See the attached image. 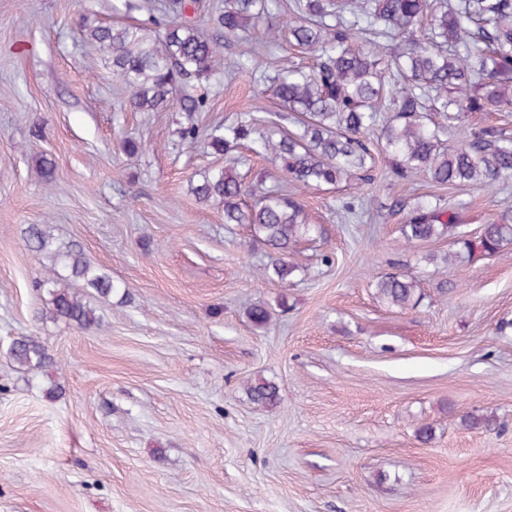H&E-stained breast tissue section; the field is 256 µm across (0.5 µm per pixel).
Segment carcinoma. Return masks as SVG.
Instances as JSON below:
<instances>
[{
  "label": "carcinoma",
  "mask_w": 512,
  "mask_h": 512,
  "mask_svg": "<svg viewBox=\"0 0 512 512\" xmlns=\"http://www.w3.org/2000/svg\"><path fill=\"white\" fill-rule=\"evenodd\" d=\"M126 10L147 12L133 25L106 26L82 19L83 39L111 61L129 90L137 112H164L170 102L182 111L204 112L209 98L203 81L219 82L224 41L238 36L280 7L277 0H224V10L209 16L217 35L209 38L187 17L199 0H169L151 7L125 0ZM284 29L301 49L317 55L306 68L284 62L265 77L266 91L280 107L263 120L250 112L213 127L206 145L228 155L242 141L281 168L288 185L274 184L252 203L250 186L230 167L204 176L192 187L201 202L224 208V223L246 224L249 246L276 250L273 275L288 282L297 270L293 247L313 237L299 191L321 184L336 186L360 174L368 181L372 158L366 135L378 142L391 163L392 177H420L441 186H496L512 179V135L497 127H474L457 141L448 137L465 112L512 109V0H289ZM390 35L404 47L386 58L366 50L365 42ZM439 112L448 125L430 124ZM461 212L445 203L416 205L404 224L408 243L451 238L470 254H499L512 248V218L483 226L473 241L460 238ZM38 251L50 249V234L28 229ZM71 277L101 296L112 293V280L78 253L57 254ZM48 308L56 319L84 329L101 326L96 310L81 293L54 276L42 279ZM414 276L389 273L376 284L377 297L390 306L413 308ZM11 363L25 373H44L53 358L36 336L15 339ZM251 400L262 406L279 400L278 386L266 380L250 384Z\"/></svg>",
  "instance_id": "1"
}]
</instances>
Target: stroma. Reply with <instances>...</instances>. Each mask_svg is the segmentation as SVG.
<instances>
[{"instance_id":"35a3bbf8","label":"stroma","mask_w":512,"mask_h":512,"mask_svg":"<svg viewBox=\"0 0 512 512\" xmlns=\"http://www.w3.org/2000/svg\"><path fill=\"white\" fill-rule=\"evenodd\" d=\"M115 2L0 0V512H512V250L402 235L407 208L439 199L476 238L512 211V180L394 182L380 157L371 183L308 188L318 233L280 284L248 226L190 190L223 156L181 141L178 106L133 111L82 39L80 16L142 19ZM263 30L225 43V60L252 53L253 70L211 86L200 129L275 112L259 77L295 50ZM34 224L118 284L83 292L100 329L50 314L36 283L54 253L30 247ZM397 270L416 277V307L376 297ZM21 336L46 345L47 375L10 366ZM261 379L278 404L250 399ZM467 413L495 429L467 428Z\"/></svg>"}]
</instances>
